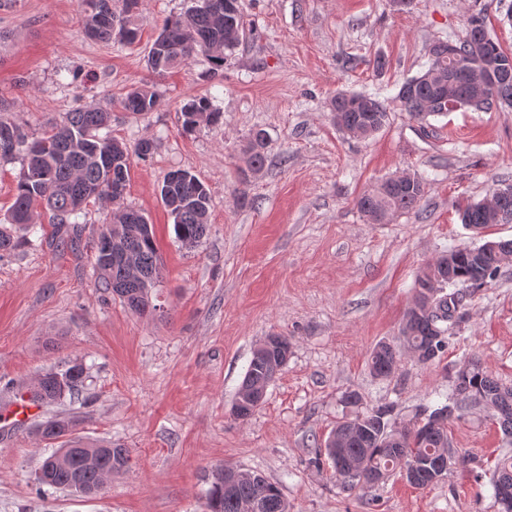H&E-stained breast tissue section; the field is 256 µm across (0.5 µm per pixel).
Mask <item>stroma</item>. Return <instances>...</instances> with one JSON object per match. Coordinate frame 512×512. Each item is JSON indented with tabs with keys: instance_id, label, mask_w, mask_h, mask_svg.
I'll return each mask as SVG.
<instances>
[{
	"instance_id": "stroma-1",
	"label": "stroma",
	"mask_w": 512,
	"mask_h": 512,
	"mask_svg": "<svg viewBox=\"0 0 512 512\" xmlns=\"http://www.w3.org/2000/svg\"><path fill=\"white\" fill-rule=\"evenodd\" d=\"M191 5L140 0V36L127 44L87 39L78 0H0V99L31 133L134 86L163 101L140 119L113 109L111 126L127 143H156L132 158L124 198L154 228L162 279L152 313L98 284L94 242L108 202L80 214L76 244L42 216L28 243L0 257V379L26 385L83 363L78 401L57 411L78 416L87 441L127 448L130 461L100 497L42 496L34 478L49 441L34 421L0 423V512H201L207 476L224 466L279 485L292 512H500L492 468L512 438L488 411L449 424L463 461L425 488L396 473L347 489L330 464L312 462L343 416L390 404L393 428L421 420L466 358L512 386V263L487 287L463 289L465 317L440 360L421 363L401 335L421 268L452 247L512 240V224L479 236L458 216L512 182V111L464 108L422 124L395 99L430 44L462 34L474 0H241L249 30L223 71L199 56L151 72L157 32ZM339 92L380 93L388 124L367 141L344 136L328 110ZM194 97L210 98L222 122L185 132L180 109ZM257 129L267 161L247 181L244 147ZM178 168L211 194L208 234L193 247L176 238L159 194ZM396 175L424 178V196L390 223H366L357 199ZM272 334L288 337V362L262 407L238 420L252 352ZM381 342L399 353L387 380L368 367ZM351 392L358 406L346 404Z\"/></svg>"
}]
</instances>
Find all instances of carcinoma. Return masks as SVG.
Wrapping results in <instances>:
<instances>
[{"label":"carcinoma","instance_id":"1","mask_svg":"<svg viewBox=\"0 0 512 512\" xmlns=\"http://www.w3.org/2000/svg\"><path fill=\"white\" fill-rule=\"evenodd\" d=\"M198 5L183 16L168 20L152 43L147 67L162 74L196 56H205L212 70L224 68V51L235 49L244 35L246 22L240 0H197ZM85 35L94 41L116 38L132 43L139 27L135 23L139 0H123L124 17L116 19L112 0H79ZM456 53L428 49L426 68L405 81L396 99L412 118L425 122L430 117L448 115V101L458 107L476 110L512 109V51L493 39L487 28V12L482 7L471 13L464 35L452 40ZM121 109L132 116H143L162 106L161 98L147 87H137L121 98ZM328 109L345 134L366 140L379 132L388 120L385 103L376 94L339 93ZM182 127L189 132L201 124L217 125L223 113L207 97L189 100L181 110ZM112 123V106L89 103L76 107L50 122L38 136L30 135L13 120L0 117V162L17 157L23 161L14 202L7 215L14 226L33 224L34 212L41 207L49 213V223L69 224L84 211L88 201L112 200L110 181L128 183L130 158L150 156L154 141L141 138L126 143L100 134ZM266 133H253L245 147L247 170L261 173L267 157ZM425 193L422 179L412 176L397 182L390 177L362 194L356 202L370 224H387L394 216L412 210ZM160 197L173 218L178 240L188 246L199 243L207 234L210 193L191 172L170 181L163 179ZM461 222L483 228L489 224L512 223V198L498 207L482 202L460 209ZM471 246L450 249L460 260L438 273L442 284L429 316L402 328L407 345L423 351L419 361L428 364L441 358L448 349V328L463 319L462 296L458 286L478 290L487 286L500 270L497 252L489 249L470 256ZM94 269L103 288L122 300L138 314L149 312V297L161 279V266L151 225L145 215L121 203L112 211L111 222L103 225L95 243ZM285 366L280 347L255 349L238 395L242 405L232 406L242 420L258 408L270 383ZM396 351L388 343L372 351L370 372L387 379L397 370ZM86 377L83 365L49 369L40 373L31 388V398L39 404L63 401L82 386ZM493 411L504 435L512 436V387L500 384L483 371L479 362L468 359L458 366L445 402L424 418V425L435 424L433 435L419 437L420 426L404 430L398 445L387 441L391 434L392 408L381 406L362 417H345L331 431L333 446L325 454L336 475L349 489L373 487L366 475L376 472L388 478L409 467L408 482L417 488L434 484L433 461L450 448L448 421L464 410ZM78 420L52 417L36 428L44 440L72 436ZM128 450L112 443H91L83 448H55L46 457L36 475L37 490L67 489L96 498L106 490L112 471L124 468ZM512 485V454L500 455L493 471V489ZM204 512H290L281 488L262 475L237 470L224 474L217 468L211 474L204 495Z\"/></svg>","mask_w":512,"mask_h":512}]
</instances>
